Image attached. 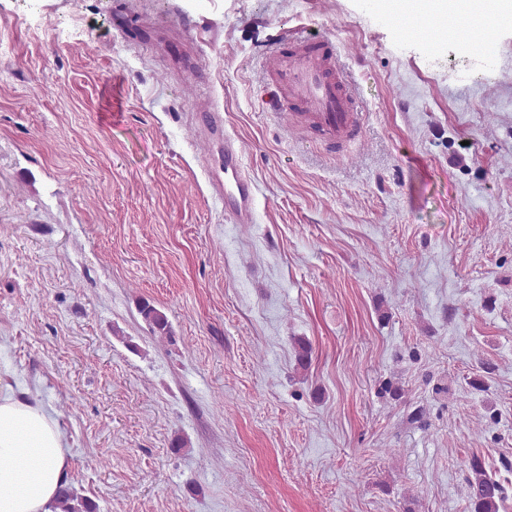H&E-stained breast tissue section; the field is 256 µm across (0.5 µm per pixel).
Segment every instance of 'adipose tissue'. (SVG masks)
<instances>
[{
	"instance_id": "ef3b65f1",
	"label": "adipose tissue",
	"mask_w": 512,
	"mask_h": 512,
	"mask_svg": "<svg viewBox=\"0 0 512 512\" xmlns=\"http://www.w3.org/2000/svg\"><path fill=\"white\" fill-rule=\"evenodd\" d=\"M68 478L56 418L37 399L0 393V512H50Z\"/></svg>"
}]
</instances>
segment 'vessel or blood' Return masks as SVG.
I'll use <instances>...</instances> for the list:
<instances>
[{"instance_id":"1","label":"vessel or blood","mask_w":512,"mask_h":512,"mask_svg":"<svg viewBox=\"0 0 512 512\" xmlns=\"http://www.w3.org/2000/svg\"><path fill=\"white\" fill-rule=\"evenodd\" d=\"M274 76L271 105L291 124L311 130L328 144L343 147L358 138L366 115L343 75L332 38L297 33L264 59ZM224 210L239 224L251 223L254 185L244 172L239 144L224 138Z\"/></svg>"}]
</instances>
